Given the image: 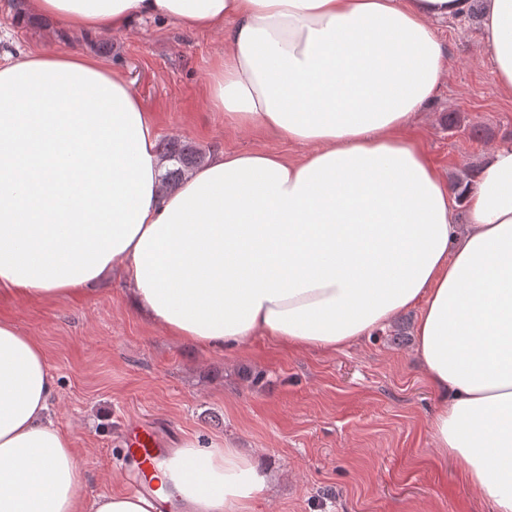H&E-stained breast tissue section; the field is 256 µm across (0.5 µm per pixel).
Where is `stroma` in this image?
<instances>
[{"instance_id": "1", "label": "stroma", "mask_w": 512, "mask_h": 512, "mask_svg": "<svg viewBox=\"0 0 512 512\" xmlns=\"http://www.w3.org/2000/svg\"><path fill=\"white\" fill-rule=\"evenodd\" d=\"M23 2L0 0V55L96 56L153 115L158 143L178 140L207 157L305 154V146L212 111L206 85L223 35L151 18L89 39L51 19H20ZM436 32L448 73L418 136L451 181L479 168L492 145L512 141V98L498 87L478 15L438 23ZM125 288L115 274L79 298L0 297V319L44 348L56 382L53 416L83 464V497L136 488L122 431L139 422L162 447L226 443L273 467L279 481L253 512H491L461 464L433 446L437 400L414 356L415 312L337 352L291 350L263 336L211 352L133 312Z\"/></svg>"}]
</instances>
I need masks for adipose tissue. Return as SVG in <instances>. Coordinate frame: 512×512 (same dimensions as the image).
Returning a JSON list of instances; mask_svg holds the SVG:
<instances>
[{
    "label": "adipose tissue",
    "instance_id": "1",
    "mask_svg": "<svg viewBox=\"0 0 512 512\" xmlns=\"http://www.w3.org/2000/svg\"><path fill=\"white\" fill-rule=\"evenodd\" d=\"M475 9L512 96V0H25L90 34L141 17L222 33L212 110L308 151H221L169 189L118 72L59 50L0 61V295L75 296L117 269L131 309L209 350L333 352L418 309L434 446L512 512V143L461 197L407 133L448 72L433 22ZM54 389L39 341L0 320V512H251L277 479L189 442L156 464L166 494L83 498Z\"/></svg>",
    "mask_w": 512,
    "mask_h": 512
}]
</instances>
